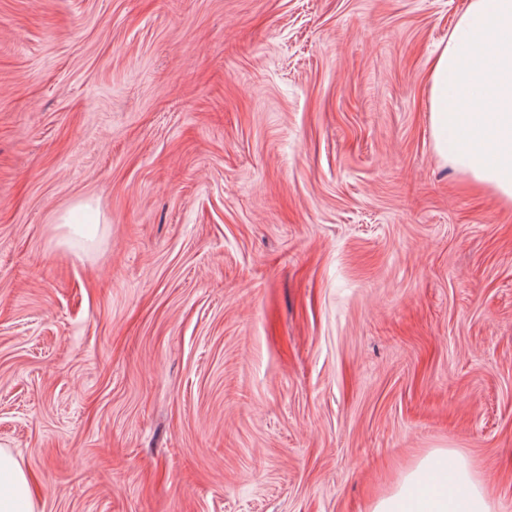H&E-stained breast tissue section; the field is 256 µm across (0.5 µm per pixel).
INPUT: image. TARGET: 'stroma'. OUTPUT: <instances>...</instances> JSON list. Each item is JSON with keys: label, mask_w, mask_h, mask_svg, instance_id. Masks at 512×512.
Masks as SVG:
<instances>
[{"label": "stroma", "mask_w": 512, "mask_h": 512, "mask_svg": "<svg viewBox=\"0 0 512 512\" xmlns=\"http://www.w3.org/2000/svg\"><path fill=\"white\" fill-rule=\"evenodd\" d=\"M466 4L0 0V448L39 512H366L437 448L512 512V206L429 121Z\"/></svg>", "instance_id": "1"}]
</instances>
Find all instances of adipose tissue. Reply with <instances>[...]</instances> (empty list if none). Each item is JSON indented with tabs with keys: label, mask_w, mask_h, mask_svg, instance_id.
<instances>
[{
	"label": "adipose tissue",
	"mask_w": 512,
	"mask_h": 512,
	"mask_svg": "<svg viewBox=\"0 0 512 512\" xmlns=\"http://www.w3.org/2000/svg\"><path fill=\"white\" fill-rule=\"evenodd\" d=\"M437 156L512 205V0H468L429 69ZM0 512H36L29 481L0 448ZM366 512H496L478 471L438 448L376 494Z\"/></svg>",
	"instance_id": "obj_1"
}]
</instances>
